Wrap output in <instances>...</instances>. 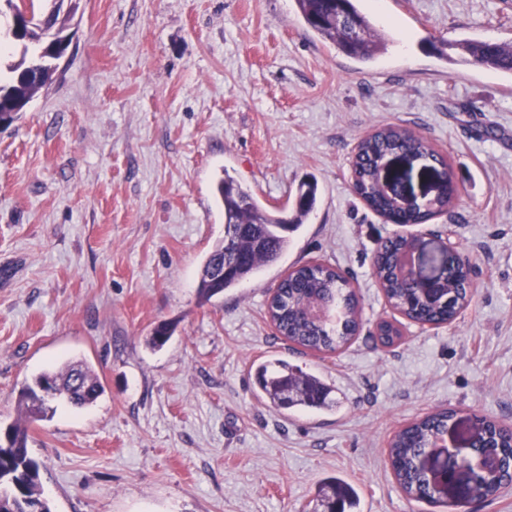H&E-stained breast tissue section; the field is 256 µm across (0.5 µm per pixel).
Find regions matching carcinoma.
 Instances as JSON below:
<instances>
[{"label":"carcinoma","mask_w":512,"mask_h":512,"mask_svg":"<svg viewBox=\"0 0 512 512\" xmlns=\"http://www.w3.org/2000/svg\"><path fill=\"white\" fill-rule=\"evenodd\" d=\"M48 13L26 8L29 20L6 38L21 48V58L10 65L11 78L0 81V126L8 128L25 110L35 93L45 87L56 71L52 50L70 46L73 33L68 21L79 0H50ZM305 25L322 39L336 45L346 56L369 63L384 48L385 38L358 8L357 0H295ZM468 54L478 65L512 75V48L496 42L463 39L448 44ZM388 153H410L431 158L448 176V188L416 213H407L399 200L383 195L375 186L378 161ZM354 192L378 214L397 224H422L445 211L454 199V182L443 155L423 137L394 126L380 128L362 140L352 157ZM224 210V239L202 263L198 281L199 296L212 297L238 287L258 275L264 267L278 261L291 246V234L313 209L317 184H301L290 208L267 209L260 205L229 173L215 187ZM404 239L388 238L378 244L375 275L389 304L413 322L440 326L452 322L471 297L466 290L467 273L457 266L441 280L442 295L449 303L423 301L415 288L398 276L393 260L406 248ZM268 314L276 333L289 343L313 353H335L355 337L360 324L359 301L349 282L333 267L317 263L296 267L277 285L268 304ZM172 330L162 323L154 328L146 343L159 348L167 343ZM403 337L395 324L383 321L377 340L390 347ZM256 382L271 403L288 410H331V388L318 376L303 371L283 359L257 366ZM53 388L58 397L74 407L93 403L103 392L95 371L84 363L47 372L19 391L20 419L0 432V512H52L39 484L38 465L28 457L29 426L45 417L48 407L39 391ZM448 425V413L428 415L399 431L390 442V462L395 478L406 495L422 499L420 492L427 475L419 457L436 434ZM488 438L477 443L508 460L512 456V428L489 424ZM512 474L504 467L486 478L476 489L478 496L496 495L509 485ZM339 505V512H354L359 505L355 489L336 479L321 490V502Z\"/></svg>","instance_id":"1"}]
</instances>
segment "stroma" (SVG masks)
Here are the masks:
<instances>
[{
  "label": "stroma",
  "mask_w": 512,
  "mask_h": 512,
  "mask_svg": "<svg viewBox=\"0 0 512 512\" xmlns=\"http://www.w3.org/2000/svg\"><path fill=\"white\" fill-rule=\"evenodd\" d=\"M388 41L363 64L323 41L294 0H80L53 82L0 129V428L20 388L85 361L103 394L35 422L28 453L52 512H313L331 477L361 512H448L405 495L394 434L451 411L439 464L470 459L478 418L512 426V75L443 60L439 41L512 45V0H360ZM425 135L453 205L402 227L352 189L356 143L384 125ZM229 172L263 206L317 203L279 261L202 301L224 237L214 185ZM457 243L474 290L439 327L393 319L374 274L381 240ZM349 278L354 342L317 354L278 339L271 294L295 267ZM174 327L159 350L145 344ZM285 359L333 389L331 411L259 396L252 362Z\"/></svg>",
  "instance_id": "stroma-1"
}]
</instances>
